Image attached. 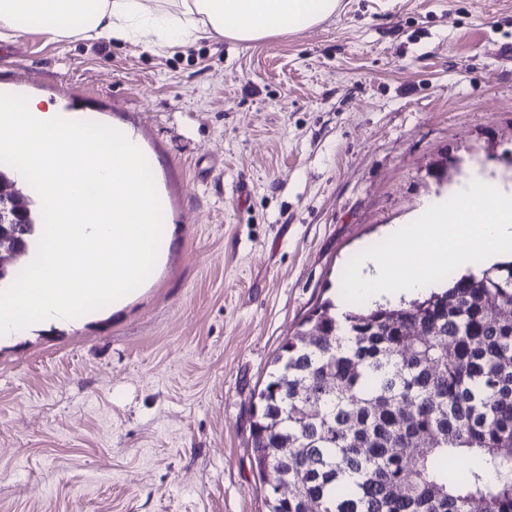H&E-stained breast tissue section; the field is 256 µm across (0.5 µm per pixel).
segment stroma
Instances as JSON below:
<instances>
[{"label":"stroma","mask_w":512,"mask_h":512,"mask_svg":"<svg viewBox=\"0 0 512 512\" xmlns=\"http://www.w3.org/2000/svg\"><path fill=\"white\" fill-rule=\"evenodd\" d=\"M0 90L134 133L168 247L117 311L0 347V512H268L252 406L389 225L512 183V0H339L247 45L33 29Z\"/></svg>","instance_id":"35a3bbf8"}]
</instances>
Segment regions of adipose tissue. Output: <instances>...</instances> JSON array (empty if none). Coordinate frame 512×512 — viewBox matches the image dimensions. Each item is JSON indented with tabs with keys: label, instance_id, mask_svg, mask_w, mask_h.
Returning a JSON list of instances; mask_svg holds the SVG:
<instances>
[{
	"label": "adipose tissue",
	"instance_id": "obj_1",
	"mask_svg": "<svg viewBox=\"0 0 512 512\" xmlns=\"http://www.w3.org/2000/svg\"><path fill=\"white\" fill-rule=\"evenodd\" d=\"M174 9L146 0H0V30L40 21L51 39L76 35L157 48L230 39L254 43L322 22L338 0H173Z\"/></svg>",
	"mask_w": 512,
	"mask_h": 512
}]
</instances>
